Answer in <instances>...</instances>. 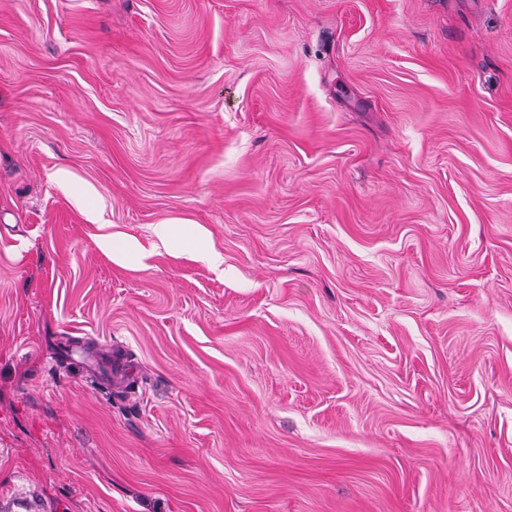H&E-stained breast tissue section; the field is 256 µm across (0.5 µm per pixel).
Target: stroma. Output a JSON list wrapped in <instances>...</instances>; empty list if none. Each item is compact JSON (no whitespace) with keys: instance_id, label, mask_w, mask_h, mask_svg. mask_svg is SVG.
<instances>
[{"instance_id":"obj_1","label":"stroma","mask_w":512,"mask_h":512,"mask_svg":"<svg viewBox=\"0 0 512 512\" xmlns=\"http://www.w3.org/2000/svg\"><path fill=\"white\" fill-rule=\"evenodd\" d=\"M2 498L512 512V0H0Z\"/></svg>"}]
</instances>
